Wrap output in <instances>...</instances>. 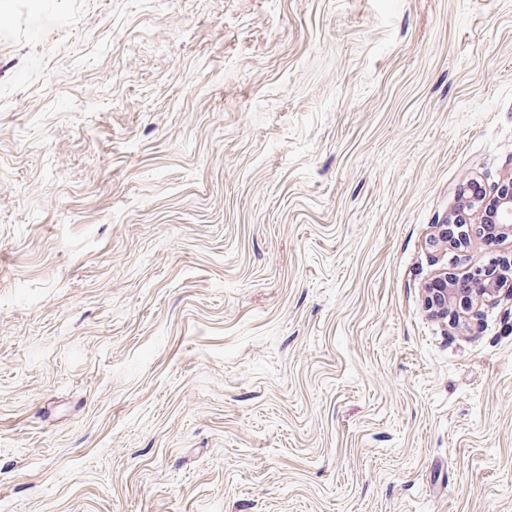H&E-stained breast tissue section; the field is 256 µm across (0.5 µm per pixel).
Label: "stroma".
I'll list each match as a JSON object with an SVG mask.
<instances>
[{
	"label": "stroma",
	"instance_id": "1",
	"mask_svg": "<svg viewBox=\"0 0 512 512\" xmlns=\"http://www.w3.org/2000/svg\"><path fill=\"white\" fill-rule=\"evenodd\" d=\"M0 11V512H512V0ZM494 225H487V224ZM463 224L451 246L464 252L472 239L484 238L487 226H492L498 239H512V174L503 179L491 191L478 182H471L461 190L458 209L448 216L446 224H437L434 237L430 238L432 246L448 247V225ZM456 274L448 271L438 274L424 288L425 306L428 312L437 318L454 321L467 318L482 305L494 304L501 298L512 301V261L499 260L493 265H471L465 279L471 288L461 294L464 288L460 281L459 288H454Z\"/></svg>",
	"mask_w": 512,
	"mask_h": 512
}]
</instances>
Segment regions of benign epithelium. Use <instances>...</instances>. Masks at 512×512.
Segmentation results:
<instances>
[{
	"label": "benign epithelium",
	"instance_id": "obj_1",
	"mask_svg": "<svg viewBox=\"0 0 512 512\" xmlns=\"http://www.w3.org/2000/svg\"><path fill=\"white\" fill-rule=\"evenodd\" d=\"M493 225L498 239H512V175L492 190L471 182L461 190L459 207L448 216V223L436 225L437 234L430 238L435 246H452L463 252L471 240L484 237L487 224ZM468 293L455 288L456 274L445 271L424 288L425 306L434 316L456 321L475 313L483 305L503 298L512 300V261L500 260L493 265H472L465 274Z\"/></svg>",
	"mask_w": 512,
	"mask_h": 512
}]
</instances>
